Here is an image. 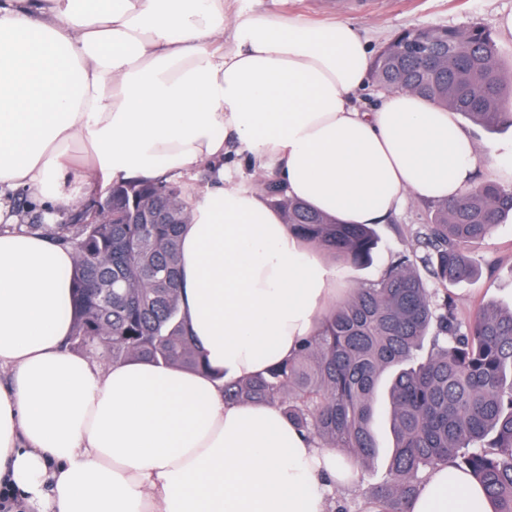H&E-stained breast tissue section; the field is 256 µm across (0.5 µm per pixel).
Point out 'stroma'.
I'll use <instances>...</instances> for the list:
<instances>
[{
    "label": "stroma",
    "instance_id": "obj_1",
    "mask_svg": "<svg viewBox=\"0 0 512 512\" xmlns=\"http://www.w3.org/2000/svg\"><path fill=\"white\" fill-rule=\"evenodd\" d=\"M337 0H228V15L237 12L269 17L297 16L320 24L346 20L355 24L369 40L373 52L381 49L397 32L412 27H466L479 24L495 31L499 56L504 69L512 68V35L496 31L499 16L512 12V0H367L360 9L340 8ZM233 178L246 187H256L258 174L246 154L230 152L219 163L204 164L183 171L178 180L189 194L214 185L218 175ZM428 203L407 197L401 208L388 217L377 231L381 237V252L376 266L351 270L345 288H354L358 281L375 277L379 267L392 256L409 249L414 231L427 218ZM473 251L482 261L476 280L449 286L461 313H468L486 303L502 307L512 305V220L500 224Z\"/></svg>",
    "mask_w": 512,
    "mask_h": 512
}]
</instances>
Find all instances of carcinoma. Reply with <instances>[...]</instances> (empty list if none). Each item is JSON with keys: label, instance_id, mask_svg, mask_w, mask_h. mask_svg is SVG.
<instances>
[{"label": "carcinoma", "instance_id": "obj_1", "mask_svg": "<svg viewBox=\"0 0 512 512\" xmlns=\"http://www.w3.org/2000/svg\"><path fill=\"white\" fill-rule=\"evenodd\" d=\"M416 44L448 63L406 51ZM375 82L417 93L489 130L512 127V72L502 69L492 32L480 25L409 28L375 57ZM261 192L308 244L356 269L377 259L374 225L340 224L292 200L272 176ZM192 205L175 181L112 184V208L95 223L80 209L60 224H28L72 249L68 343L106 362L144 359L210 372L181 307L180 231ZM151 213L156 224L130 220ZM512 217V185L480 182L435 203L399 253L326 315L298 352L244 379L223 380L227 403L276 405L319 448H337L366 468L379 451L375 398L390 376L392 452L386 481L359 512H408L426 476L449 463L485 489L491 512H512V308L493 303L467 315L451 296L436 300L427 273L444 286L475 279L473 244Z\"/></svg>", "mask_w": 512, "mask_h": 512}]
</instances>
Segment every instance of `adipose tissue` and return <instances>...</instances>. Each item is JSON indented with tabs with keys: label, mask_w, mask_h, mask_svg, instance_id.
<instances>
[{
	"label": "adipose tissue",
	"mask_w": 512,
	"mask_h": 512,
	"mask_svg": "<svg viewBox=\"0 0 512 512\" xmlns=\"http://www.w3.org/2000/svg\"><path fill=\"white\" fill-rule=\"evenodd\" d=\"M372 59L351 22L238 15L224 0H0V188L69 207L101 181H154L237 143L289 197L379 224L406 197L512 182L455 112L392 91L355 101ZM7 208L0 203V223ZM182 309L209 365L240 379L292 357L346 271L260 193L216 183L181 230ZM70 248L0 232V486L31 512H326L354 462L220 381L67 350ZM483 487L432 471L408 512H466Z\"/></svg>",
	"instance_id": "adipose-tissue-1"
}]
</instances>
